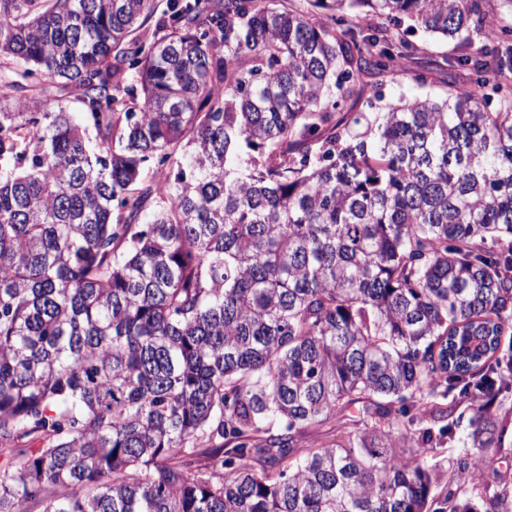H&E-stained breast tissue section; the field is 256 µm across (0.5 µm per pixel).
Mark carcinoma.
I'll use <instances>...</instances> for the list:
<instances>
[{"label":"carcinoma","mask_w":512,"mask_h":512,"mask_svg":"<svg viewBox=\"0 0 512 512\" xmlns=\"http://www.w3.org/2000/svg\"><path fill=\"white\" fill-rule=\"evenodd\" d=\"M319 2L0 0V512H512V58L344 111L512 27ZM366 9L364 8H354L347 12L349 15L348 21L349 25L353 27V29L359 33L363 31V34L367 33V29L374 28L375 26L393 28L392 22H388V20L376 17H365ZM408 38L418 49L416 55L397 59L392 72L365 78L370 93L381 92L386 100L397 102L400 98L440 94L448 89L447 83L456 93L468 92L471 82L467 71L457 65L458 57L465 52L493 49L504 52L512 48V39L488 43L479 31L473 29L464 31L455 39L432 36L422 31Z\"/></svg>","instance_id":"obj_1"}]
</instances>
